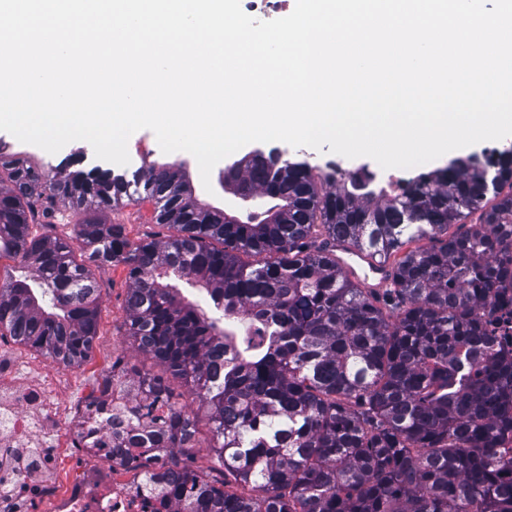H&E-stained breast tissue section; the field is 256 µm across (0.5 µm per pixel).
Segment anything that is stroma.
<instances>
[{
	"label": "stroma",
	"mask_w": 512,
	"mask_h": 512,
	"mask_svg": "<svg viewBox=\"0 0 512 512\" xmlns=\"http://www.w3.org/2000/svg\"><path fill=\"white\" fill-rule=\"evenodd\" d=\"M130 162L127 171L146 168L159 164H176L183 166L195 188L198 198L217 208L233 212L241 208L240 199L225 192L220 180L219 170H212L210 186H203L196 159L187 152L163 153L155 134L148 129L133 133L128 140ZM280 151L285 152L287 159L304 161L316 170L327 171L331 165L355 171L365 169L372 173H380L381 168L376 161L368 157L349 159L328 151L319 152L309 147H292L279 143ZM0 159L27 160L32 166L46 173H55L60 167H74L77 170H90L99 166L100 161L82 142L74 141L67 144L54 154L43 149H28L14 136L0 131ZM107 221L123 225L125 234L130 241L136 242L146 237H163L169 235L170 229L158 225L153 203L122 201L106 216ZM95 278L101 291L98 301V334L93 342L89 358L81 365L65 368L59 366L51 358L33 349L15 343L11 338H4L0 345L14 351L19 359L28 364L39 366L54 372L60 377V386L55 392V402L60 412L86 402L92 392L102 383L105 376L111 374L112 364L116 359H123L130 366L155 375H162L166 384L174 394L176 402L186 405L192 411L197 422L198 453L192 454L189 464L200 472H210L217 467L215 456L209 447L213 442V424L208 409L193 398L190 387L180 377L163 372L156 362L147 355L135 350L130 337L124 332L125 299L129 288L127 269L123 264L115 263L95 268Z\"/></svg>",
	"instance_id": "obj_1"
}]
</instances>
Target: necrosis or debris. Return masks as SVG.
Here are the masks:
<instances>
[{
  "label": "necrosis or debris",
  "instance_id": "4bbe7bcc",
  "mask_svg": "<svg viewBox=\"0 0 512 512\" xmlns=\"http://www.w3.org/2000/svg\"><path fill=\"white\" fill-rule=\"evenodd\" d=\"M53 380L32 385H0V447L35 448L41 453L40 473L1 472L15 496L29 512H38L43 501L54 503L52 512H191L189 502H174L128 475L112 456V423L102 414L83 410L60 417L49 399ZM77 449L96 459V466L81 467L66 484L47 481L66 451Z\"/></svg>",
  "mask_w": 512,
  "mask_h": 512
}]
</instances>
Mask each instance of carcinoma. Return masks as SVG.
Returning <instances> with one entry per match:
<instances>
[{
    "label": "carcinoma",
    "instance_id": "cac0c4a2",
    "mask_svg": "<svg viewBox=\"0 0 512 512\" xmlns=\"http://www.w3.org/2000/svg\"><path fill=\"white\" fill-rule=\"evenodd\" d=\"M6 169L0 253L34 275L0 282V337L81 364L98 333L86 262L122 263L127 335L210 408L222 471L202 477L173 453L196 447L191 412L162 377L132 379L112 453L163 495L193 512H512V447H497L512 436V351L483 322L512 283V147L393 195L366 170L315 175L272 149L224 167L234 195L275 201L242 216L200 201L173 165L50 182L19 159ZM123 198L154 202L176 234L132 243L96 220L66 238L29 232L59 204ZM338 244L389 266L388 288L345 275ZM176 279L206 291L213 315Z\"/></svg>",
    "mask_w": 512,
    "mask_h": 512
}]
</instances>
